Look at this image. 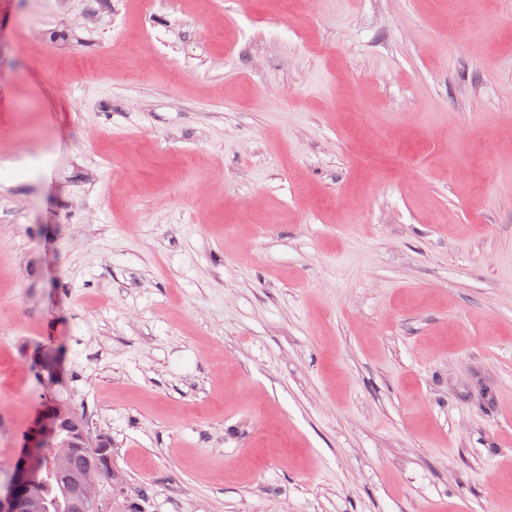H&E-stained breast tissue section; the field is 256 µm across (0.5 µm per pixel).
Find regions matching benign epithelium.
Masks as SVG:
<instances>
[{
    "instance_id": "benign-epithelium-1",
    "label": "benign epithelium",
    "mask_w": 512,
    "mask_h": 512,
    "mask_svg": "<svg viewBox=\"0 0 512 512\" xmlns=\"http://www.w3.org/2000/svg\"><path fill=\"white\" fill-rule=\"evenodd\" d=\"M73 425L72 434L56 444L57 469L66 468L71 448L80 443L99 450L100 439L94 437L69 404L55 402L53 412L23 441L21 453L7 483H0V512H47L42 496V470L45 464V438L57 426ZM112 462H90L62 487L73 512H112V498L104 494V479L112 478Z\"/></svg>"
}]
</instances>
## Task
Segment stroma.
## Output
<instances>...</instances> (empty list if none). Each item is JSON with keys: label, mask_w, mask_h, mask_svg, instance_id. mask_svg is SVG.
<instances>
[{"label": "stroma", "mask_w": 512, "mask_h": 512, "mask_svg": "<svg viewBox=\"0 0 512 512\" xmlns=\"http://www.w3.org/2000/svg\"><path fill=\"white\" fill-rule=\"evenodd\" d=\"M54 398L118 510L512 512V0H0V481Z\"/></svg>", "instance_id": "obj_1"}]
</instances>
